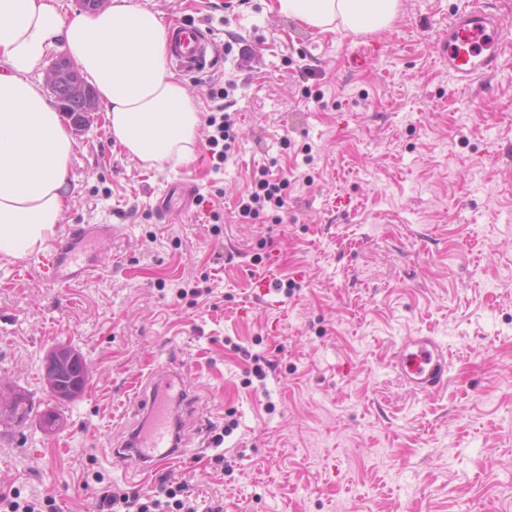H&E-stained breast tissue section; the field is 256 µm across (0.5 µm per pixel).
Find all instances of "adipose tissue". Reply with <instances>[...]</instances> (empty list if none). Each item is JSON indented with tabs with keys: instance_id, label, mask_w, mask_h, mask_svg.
<instances>
[{
	"instance_id": "1",
	"label": "adipose tissue",
	"mask_w": 512,
	"mask_h": 512,
	"mask_svg": "<svg viewBox=\"0 0 512 512\" xmlns=\"http://www.w3.org/2000/svg\"><path fill=\"white\" fill-rule=\"evenodd\" d=\"M400 0H274L273 10L321 32L390 26ZM62 51L96 88L109 130L151 167L194 157L199 112L167 67L158 12L134 0L63 19L55 0H0V255L43 250L70 201L75 142L35 77Z\"/></svg>"
}]
</instances>
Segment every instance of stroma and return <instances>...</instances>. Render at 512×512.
Instances as JSON below:
<instances>
[{
    "instance_id": "obj_1",
    "label": "stroma",
    "mask_w": 512,
    "mask_h": 512,
    "mask_svg": "<svg viewBox=\"0 0 512 512\" xmlns=\"http://www.w3.org/2000/svg\"><path fill=\"white\" fill-rule=\"evenodd\" d=\"M141 2L212 33L211 72L179 79L200 116L238 114L236 141L214 169L200 126L194 158L157 169L104 115L75 135L55 238L74 224L114 234L88 249L98 275L64 288L33 257H0V384L32 403L0 432V496L99 512L105 488L168 481L200 512H512L498 492L512 483V43L465 86L442 56L462 0H400L388 28L359 34L319 32L272 0ZM270 163L296 175L287 212L239 221L253 168ZM181 179L198 203L157 222ZM273 250L298 289L262 299L253 281ZM420 335L449 354L447 387L426 396L392 368ZM56 344L91 374L46 435ZM255 355L276 366L266 380L248 372ZM173 372L189 380L195 454L135 472L112 451L142 420L133 390Z\"/></svg>"
}]
</instances>
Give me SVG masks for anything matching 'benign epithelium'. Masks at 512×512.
Segmentation results:
<instances>
[{
	"mask_svg": "<svg viewBox=\"0 0 512 512\" xmlns=\"http://www.w3.org/2000/svg\"><path fill=\"white\" fill-rule=\"evenodd\" d=\"M46 84L60 110L72 113L71 125L83 131L98 112L94 89L66 56H60L49 67ZM90 377L85 358L65 344L52 346L44 361L43 380L46 391L56 402H73L80 398Z\"/></svg>",
	"mask_w": 512,
	"mask_h": 512,
	"instance_id": "obj_1",
	"label": "benign epithelium"
}]
</instances>
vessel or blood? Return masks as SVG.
Instances as JSON below:
<instances>
[{"label": "vessel or blood", "mask_w": 512, "mask_h": 512, "mask_svg": "<svg viewBox=\"0 0 512 512\" xmlns=\"http://www.w3.org/2000/svg\"><path fill=\"white\" fill-rule=\"evenodd\" d=\"M512 38V25L492 13L486 0H468L448 20L446 60L449 71L457 81L469 84L484 74L497 71L504 44ZM170 57L173 65L183 72H198L211 67L214 45L209 34L195 25L176 24L170 30ZM196 195L193 184L180 181L162 197L156 212L159 218L175 214L177 209L189 208ZM111 225L89 228L72 225L70 244L50 255L41 257L39 267L45 279L66 286L90 276L95 267L86 262L80 248L92 235H107ZM446 347L433 336H408L402 341L393 363L394 370L414 392L429 395L448 383ZM188 379L185 374L173 373L162 382L140 386L137 404L145 412V423L127 457L157 470L173 459L170 440V398H184Z\"/></svg>", "instance_id": "1"}]
</instances>
